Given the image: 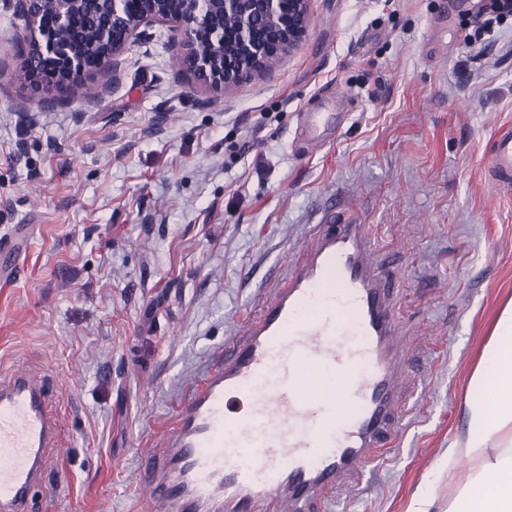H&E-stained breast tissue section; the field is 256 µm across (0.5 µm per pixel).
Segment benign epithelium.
Listing matches in <instances>:
<instances>
[{"mask_svg":"<svg viewBox=\"0 0 512 512\" xmlns=\"http://www.w3.org/2000/svg\"><path fill=\"white\" fill-rule=\"evenodd\" d=\"M310 0H181L172 9L169 0H140L131 12L125 0H0V4L26 21L22 41L25 79L35 88L62 89L87 77L101 75L98 96L117 89L124 73V55L130 45L146 35L155 23L172 28L182 62L195 78L222 88L250 80L274 59L291 53L307 31ZM216 12L233 13L240 19L235 30L236 49L226 51L224 30L211 26ZM97 15L107 19L99 32L106 52L94 59L65 39L76 17ZM271 24V41L254 35L256 21ZM124 28L121 39H111V25ZM206 42L208 51L199 50Z\"/></svg>","mask_w":512,"mask_h":512,"instance_id":"7a95c632","label":"benign epithelium"}]
</instances>
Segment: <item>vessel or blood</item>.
Here are the masks:
<instances>
[{"label":"vessel or blood","instance_id":"1","mask_svg":"<svg viewBox=\"0 0 512 512\" xmlns=\"http://www.w3.org/2000/svg\"><path fill=\"white\" fill-rule=\"evenodd\" d=\"M485 176L512 187V133L493 140ZM376 250L369 225H313L287 284L205 372L163 452L145 457L151 512H322L326 493L393 449L420 385ZM60 436L38 377L1 374L0 512H29Z\"/></svg>","mask_w":512,"mask_h":512}]
</instances>
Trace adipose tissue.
I'll return each instance as SVG.
<instances>
[{"label": "adipose tissue", "instance_id": "obj_1", "mask_svg": "<svg viewBox=\"0 0 512 512\" xmlns=\"http://www.w3.org/2000/svg\"><path fill=\"white\" fill-rule=\"evenodd\" d=\"M466 417L461 440L440 461L456 488L448 512H512V299L469 378Z\"/></svg>", "mask_w": 512, "mask_h": 512}]
</instances>
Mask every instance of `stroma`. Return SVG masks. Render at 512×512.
Here are the masks:
<instances>
[{
	"mask_svg": "<svg viewBox=\"0 0 512 512\" xmlns=\"http://www.w3.org/2000/svg\"><path fill=\"white\" fill-rule=\"evenodd\" d=\"M478 9L311 0L296 49L230 93L180 71L156 24L114 93L88 79L45 109L0 7V235L28 238L25 274L0 270V373L39 369L63 432L35 512H142V453L333 217L371 225L397 274L425 398L330 512H406L424 484L444 512L439 460L512 297V190L484 176L512 129V23L465 41ZM304 112L341 124L313 152Z\"/></svg>",
	"mask_w": 512,
	"mask_h": 512,
	"instance_id": "35a3bbf8",
	"label": "stroma"
}]
</instances>
